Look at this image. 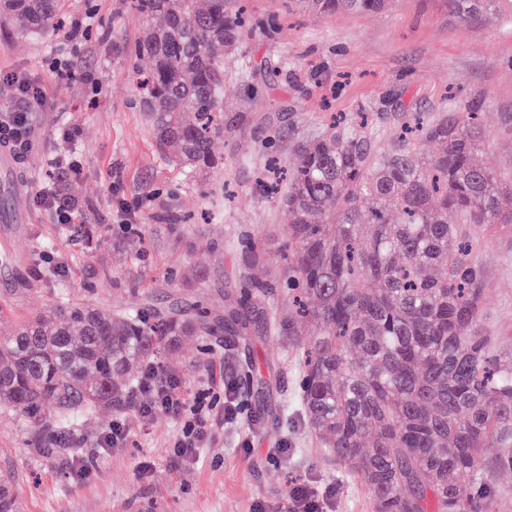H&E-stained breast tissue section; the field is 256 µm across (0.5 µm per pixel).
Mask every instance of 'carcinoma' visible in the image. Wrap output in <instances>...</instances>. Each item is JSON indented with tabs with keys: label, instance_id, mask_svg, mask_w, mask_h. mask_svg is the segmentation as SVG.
<instances>
[{
	"label": "carcinoma",
	"instance_id": "obj_1",
	"mask_svg": "<svg viewBox=\"0 0 512 512\" xmlns=\"http://www.w3.org/2000/svg\"><path fill=\"white\" fill-rule=\"evenodd\" d=\"M62 0H0L24 34L55 29ZM476 21L512 0H446ZM391 0H288L322 15L378 13ZM146 19L134 46L149 69L137 87L156 146L192 174L219 169L224 58L241 48L235 0H134ZM483 102L462 112L415 114L381 152L365 121L335 124L289 163L284 271L288 320L273 291L245 276L238 297L212 313L204 293L114 314L57 295L53 318L35 316L0 338V413L78 433L119 412L139 374L165 370L186 336L251 333L303 347L294 391L326 454L366 486L373 512H491L489 472H512V356L481 327L484 270L467 225L512 226V176L485 159ZM439 149L425 155L422 141ZM320 331L304 337V327ZM56 421H43L44 408ZM0 512H20L0 475Z\"/></svg>",
	"mask_w": 512,
	"mask_h": 512
}]
</instances>
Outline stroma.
I'll return each mask as SVG.
<instances>
[{
	"label": "stroma",
	"mask_w": 512,
	"mask_h": 512,
	"mask_svg": "<svg viewBox=\"0 0 512 512\" xmlns=\"http://www.w3.org/2000/svg\"><path fill=\"white\" fill-rule=\"evenodd\" d=\"M268 34L247 39L224 60V137L220 173L187 174L158 150L132 82L133 42L141 16L129 0H63L64 26L24 37L0 17V79L10 75L44 92L33 113V141L16 175L25 217L0 222V336L26 319L51 315L57 288L91 297L116 312L208 291L212 309L237 291L244 267L238 241L257 242L256 277L283 269V206L262 185L270 157L291 162L298 146L321 134L332 114L369 112L384 151L408 115L459 110L484 101L490 165L512 174V16L489 13L465 22L444 0H394L378 14L324 16L287 11L282 0H242ZM92 81H85V74ZM78 160L72 186L78 219L99 228L95 249L75 245L34 194L50 186L51 158ZM132 229H125V222ZM46 246L45 263L34 250ZM478 260L486 297L482 326L512 355V228L480 233ZM185 338L170 373L193 392L222 390L244 359L255 374L242 392L251 408L218 430L194 459L176 460L180 420L134 409L101 414L73 448H40L32 425L0 416V471L15 478L22 512H290L294 486L333 489L324 512H372L364 483L328 458L293 395L298 353L287 339L247 340V352ZM129 428L125 443L96 450L113 419ZM287 442L288 454L268 452Z\"/></svg>",
	"instance_id": "obj_1"
}]
</instances>
